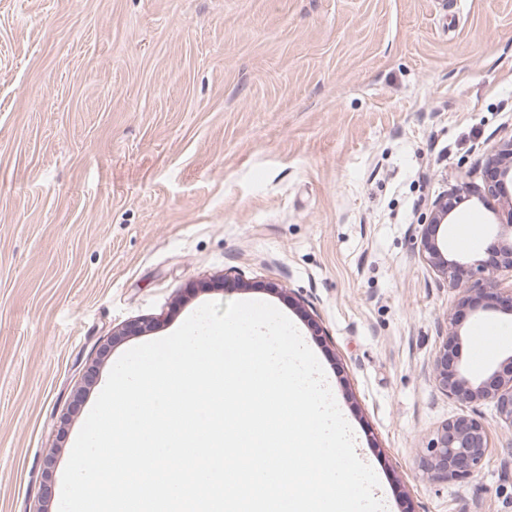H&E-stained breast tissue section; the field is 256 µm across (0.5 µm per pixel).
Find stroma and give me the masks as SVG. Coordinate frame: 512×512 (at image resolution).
<instances>
[{"mask_svg": "<svg viewBox=\"0 0 512 512\" xmlns=\"http://www.w3.org/2000/svg\"><path fill=\"white\" fill-rule=\"evenodd\" d=\"M510 136L512 0H0V512H58L125 351L244 300L315 353L386 512H512V426L433 373L451 328L471 377L499 366L512 315L462 305L418 234ZM498 231L461 202L449 257ZM459 416L490 448L448 480L421 460Z\"/></svg>", "mask_w": 512, "mask_h": 512, "instance_id": "stroma-1", "label": "stroma"}]
</instances>
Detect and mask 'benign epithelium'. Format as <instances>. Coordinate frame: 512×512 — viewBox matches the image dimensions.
Returning a JSON list of instances; mask_svg holds the SVG:
<instances>
[{
	"label": "benign epithelium",
	"instance_id": "obj_1",
	"mask_svg": "<svg viewBox=\"0 0 512 512\" xmlns=\"http://www.w3.org/2000/svg\"><path fill=\"white\" fill-rule=\"evenodd\" d=\"M482 168L483 184L469 193L492 210L494 202L504 197L507 184H512V136L484 155ZM455 198L454 194L437 197L421 220L422 255L452 287L477 295L483 302L482 309L512 314V284L506 286L489 278L496 271L512 272V240L504 237L506 231L512 234V208L504 215L506 224L502 225L498 240L486 249L488 258L461 262L447 258L438 243L439 228L454 210ZM457 344V334H448L435 359L434 375L441 391L468 403L491 401L500 419L512 426V355L485 377L473 381L461 369ZM489 447L485 427L474 418L460 416L437 430L422 466L447 479L468 478L478 471Z\"/></svg>",
	"mask_w": 512,
	"mask_h": 512
}]
</instances>
